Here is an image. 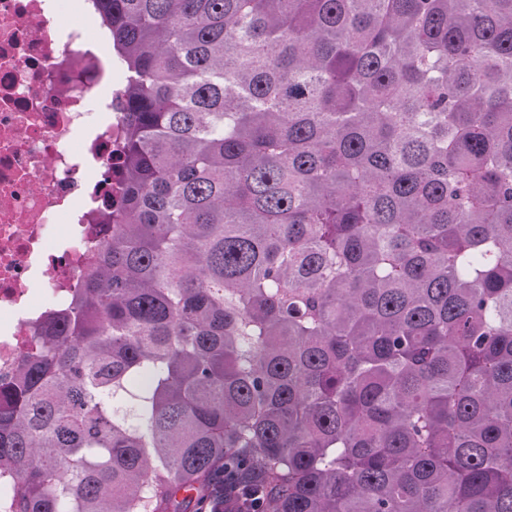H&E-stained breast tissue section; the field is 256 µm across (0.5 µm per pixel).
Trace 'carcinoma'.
<instances>
[{
    "label": "carcinoma",
    "mask_w": 512,
    "mask_h": 512,
    "mask_svg": "<svg viewBox=\"0 0 512 512\" xmlns=\"http://www.w3.org/2000/svg\"><path fill=\"white\" fill-rule=\"evenodd\" d=\"M94 2L123 182L12 512H512V0Z\"/></svg>",
    "instance_id": "obj_1"
}]
</instances>
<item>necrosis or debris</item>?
<instances>
[{
    "label": "necrosis or debris",
    "mask_w": 512,
    "mask_h": 512,
    "mask_svg": "<svg viewBox=\"0 0 512 512\" xmlns=\"http://www.w3.org/2000/svg\"><path fill=\"white\" fill-rule=\"evenodd\" d=\"M0 0V377L38 347L48 315L80 287L110 234L104 197L118 196L112 155L120 112L93 93L123 92L122 67L92 0Z\"/></svg>",
    "instance_id": "4bbe7bcc"
}]
</instances>
